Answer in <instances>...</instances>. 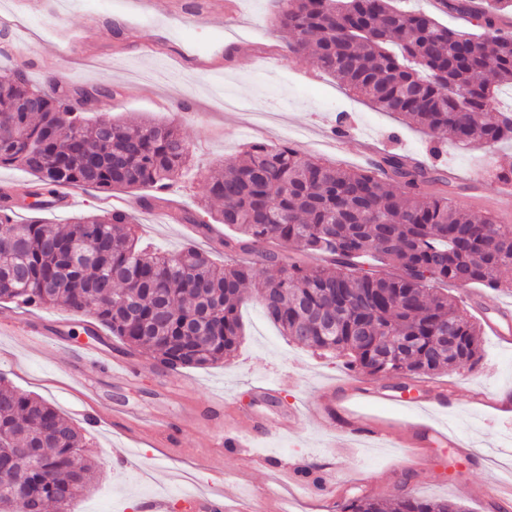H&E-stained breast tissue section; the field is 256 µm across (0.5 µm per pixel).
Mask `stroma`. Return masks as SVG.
Listing matches in <instances>:
<instances>
[{
  "instance_id": "stroma-1",
  "label": "stroma",
  "mask_w": 512,
  "mask_h": 512,
  "mask_svg": "<svg viewBox=\"0 0 512 512\" xmlns=\"http://www.w3.org/2000/svg\"><path fill=\"white\" fill-rule=\"evenodd\" d=\"M281 0H107L87 10L84 0H0V74L22 71L34 83L56 78L61 86L104 90L99 110L126 122L154 120L176 125L193 150V163L169 191L172 207L133 209L137 190L104 193L79 191L69 208L31 214L22 210L17 223L31 217L51 224L102 213L106 205L129 212L144 242L174 252L200 237L169 216L186 210L209 220L207 183L226 160L241 156L261 141L286 143L300 134L297 149L345 168H365L387 153L411 155L431 164L430 139L417 126L375 110L336 79L319 72L310 57L289 53L275 24ZM343 129V150L333 134ZM448 193L465 211L491 215L512 224V206L495 200L502 190L493 166H512V143L495 148L443 146ZM448 294L468 312L512 302V290L481 285L448 287ZM244 336L230 356L204 369L163 368L145 354L130 356L131 382L113 381L96 364L82 379L100 397L120 408L162 411L186 421L177 454L161 448L150 433L132 439L120 429L90 427L81 415L75 382L60 368L59 347L31 353L13 338L0 335V376L17 390L47 400L87 439L96 477L73 512H132L130 503L157 494H173L171 512H186L176 497L178 474L191 472L203 490L230 491L240 506L261 504L263 512H340L349 498L370 495L392 499L401 490L421 498H446L467 512H498L486 489H512V475L499 469L512 462V419L479 404L477 394L497 395L512 387V346L483 334V358L474 369H457L414 380L407 402H400L396 379L348 369L342 359L313 354L280 336L258 305L242 307ZM291 377V385L257 397L258 380ZM336 395L388 389L394 403L361 404L359 413L384 428L416 439L415 425L425 422L439 436L425 441L420 462H405L406 451L388 438L358 434L356 425L336 415L316 420L322 393ZM447 390L450 404L440 407L431 396ZM224 400L225 416L248 421L258 415L265 432L250 455L213 447V427L187 422L193 408L212 398ZM306 415L302 429L283 432L281 421L292 410ZM467 438L475 453L457 458L450 442Z\"/></svg>"
}]
</instances>
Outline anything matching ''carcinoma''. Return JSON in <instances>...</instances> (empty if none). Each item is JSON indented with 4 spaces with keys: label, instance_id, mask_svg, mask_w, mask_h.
<instances>
[{
    "label": "carcinoma",
    "instance_id": "cac0c4a2",
    "mask_svg": "<svg viewBox=\"0 0 512 512\" xmlns=\"http://www.w3.org/2000/svg\"><path fill=\"white\" fill-rule=\"evenodd\" d=\"M287 48L374 108L410 119L440 145L512 142V111L494 110L512 85V0H440L442 11L475 19L484 34L448 26L395 0H282ZM462 89L463 96H454ZM98 89L59 91L0 75V166L37 178L35 199L62 187L141 190L146 207L164 198L190 160L176 126L110 117L86 119ZM436 165L386 154L366 169H341L290 145L248 146L209 180L222 202L214 223L178 211L173 219L224 251V265L194 245L173 254L139 244L129 215H82L67 228L0 214V302L29 309L64 305L92 314L125 346L172 368H206L233 353L239 309L258 304L282 336L352 368L391 378L475 367L481 326L439 284L512 288V225L458 209ZM235 230L224 237L220 226ZM294 248L298 255L281 252ZM321 256L330 266L310 265ZM448 338H443V335ZM85 437L52 404L0 383V509L22 499L68 512L90 487ZM341 512H464L446 499L398 495L392 507L361 495Z\"/></svg>",
    "mask_w": 512,
    "mask_h": 512
}]
</instances>
